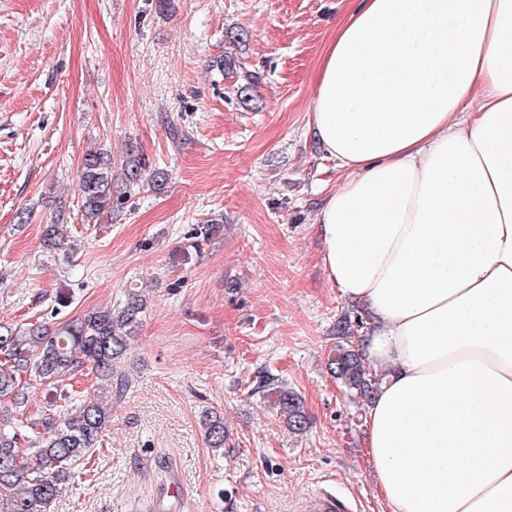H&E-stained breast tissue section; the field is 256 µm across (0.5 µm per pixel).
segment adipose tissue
I'll return each mask as SVG.
<instances>
[{
	"label": "adipose tissue",
	"mask_w": 512,
	"mask_h": 512,
	"mask_svg": "<svg viewBox=\"0 0 512 512\" xmlns=\"http://www.w3.org/2000/svg\"><path fill=\"white\" fill-rule=\"evenodd\" d=\"M309 128L322 265L363 304L392 512H512V0H353Z\"/></svg>",
	"instance_id": "adipose-tissue-1"
}]
</instances>
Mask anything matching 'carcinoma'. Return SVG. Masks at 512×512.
I'll use <instances>...</instances> for the list:
<instances>
[{"label": "carcinoma", "instance_id": "cac0c4a2", "mask_svg": "<svg viewBox=\"0 0 512 512\" xmlns=\"http://www.w3.org/2000/svg\"><path fill=\"white\" fill-rule=\"evenodd\" d=\"M147 162L130 153L123 168V184L115 185L112 160L102 150H89L79 175L81 215L86 223L112 214L132 187L164 190V172H147ZM147 306L146 298L127 292L115 307L93 310L65 319L51 327L36 320L21 326L0 325V402L14 408L26 400L28 379L57 388L63 377L88 367L100 384L123 392L129 378L118 373L119 364L137 335ZM363 327V318L341 316L336 323V343L327 358V368L353 395L366 402L375 395L380 378L370 373L353 338ZM270 398L277 416L294 434L306 433L309 425L300 394L278 384L273 377L258 385ZM70 411L51 402L36 418H13L0 406V512H55L73 476V469L87 459L110 422L112 406L84 395L63 394ZM202 428L208 447L224 448L227 433L224 415L204 412Z\"/></svg>", "mask_w": 512, "mask_h": 512}]
</instances>
